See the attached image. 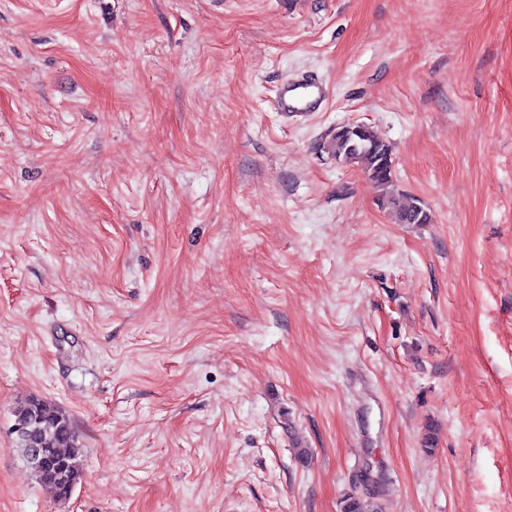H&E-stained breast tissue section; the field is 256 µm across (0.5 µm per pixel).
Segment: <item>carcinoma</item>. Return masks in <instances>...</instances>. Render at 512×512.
<instances>
[{
  "mask_svg": "<svg viewBox=\"0 0 512 512\" xmlns=\"http://www.w3.org/2000/svg\"><path fill=\"white\" fill-rule=\"evenodd\" d=\"M331 148L338 162L361 167L374 185L383 189L391 186V147L369 127L363 128L357 140L347 139L341 134L332 136ZM388 204L400 224L429 223V215L420 203L404 207L392 198ZM14 417L41 440L43 447L50 449L58 462L56 469L43 474L36 482L49 488L58 500H68L81 475V451L71 420L54 405L34 398L19 402Z\"/></svg>",
  "mask_w": 512,
  "mask_h": 512,
  "instance_id": "carcinoma-1",
  "label": "carcinoma"
}]
</instances>
